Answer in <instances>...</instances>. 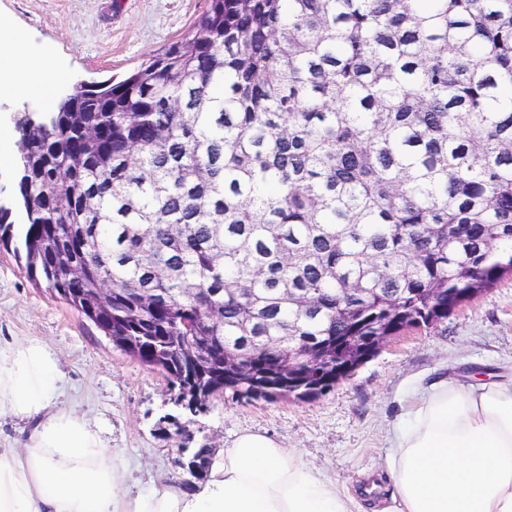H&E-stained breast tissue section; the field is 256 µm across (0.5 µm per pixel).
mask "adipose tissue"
Listing matches in <instances>:
<instances>
[{
  "mask_svg": "<svg viewBox=\"0 0 512 512\" xmlns=\"http://www.w3.org/2000/svg\"><path fill=\"white\" fill-rule=\"evenodd\" d=\"M57 78L21 36L0 66V89L15 95L50 100ZM63 378L39 339L0 345V413L32 425L22 447H0V512H357L351 494L259 432L213 454L200 486L130 496L123 450L72 414ZM386 475L393 490L374 512H512V377L430 382L393 428Z\"/></svg>",
  "mask_w": 512,
  "mask_h": 512,
  "instance_id": "1",
  "label": "adipose tissue"
}]
</instances>
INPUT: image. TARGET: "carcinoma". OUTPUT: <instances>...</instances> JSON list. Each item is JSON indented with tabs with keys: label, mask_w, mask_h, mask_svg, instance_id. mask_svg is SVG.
Returning a JSON list of instances; mask_svg holds the SVG:
<instances>
[{
	"label": "carcinoma",
	"mask_w": 512,
	"mask_h": 512,
	"mask_svg": "<svg viewBox=\"0 0 512 512\" xmlns=\"http://www.w3.org/2000/svg\"><path fill=\"white\" fill-rule=\"evenodd\" d=\"M17 132L0 245L177 387L288 391L277 352L230 377L180 350L182 323L226 353L394 336L512 273V0H208L164 52ZM104 274L93 312L79 289Z\"/></svg>",
	"instance_id": "1"
}]
</instances>
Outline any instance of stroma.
Segmentation results:
<instances>
[{
    "instance_id": "obj_1",
    "label": "stroma",
    "mask_w": 512,
    "mask_h": 512,
    "mask_svg": "<svg viewBox=\"0 0 512 512\" xmlns=\"http://www.w3.org/2000/svg\"><path fill=\"white\" fill-rule=\"evenodd\" d=\"M207 0H0V54L14 35L45 57L61 78L56 93L81 80L121 77L161 52L206 10ZM42 100L0 91V189L10 190L17 133L13 116ZM37 338L56 352L70 409L123 449L130 493L177 480L181 445L221 449L244 431L268 435L357 498L385 466L394 425L407 403L441 374L464 384L512 376V277L461 303L430 326L391 337L351 376L311 400L211 397L182 437L159 419L174 412L167 373L131 357L63 300L40 288L12 252L0 249V342Z\"/></svg>"
}]
</instances>
